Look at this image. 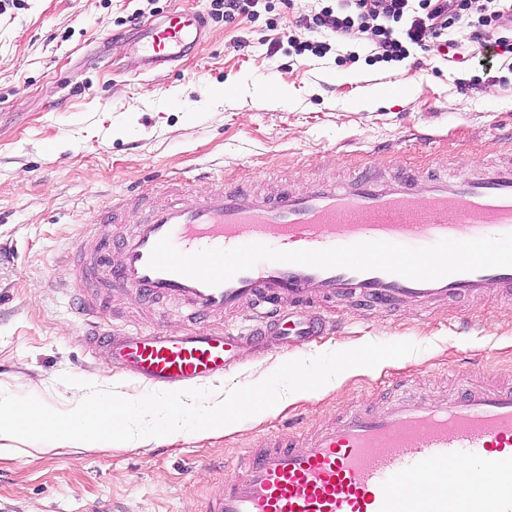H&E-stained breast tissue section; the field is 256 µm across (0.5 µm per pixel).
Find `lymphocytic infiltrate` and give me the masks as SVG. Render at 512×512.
Here are the masks:
<instances>
[{"instance_id":"lymphocytic-infiltrate-1","label":"lymphocytic infiltrate","mask_w":512,"mask_h":512,"mask_svg":"<svg viewBox=\"0 0 512 512\" xmlns=\"http://www.w3.org/2000/svg\"><path fill=\"white\" fill-rule=\"evenodd\" d=\"M293 9L286 41H273L271 52L289 46L296 56L322 58L333 47L344 48L342 62H357L362 36L372 35L378 62H401L412 49L440 50L457 27L469 30L470 42L482 48H503L512 53V0H325L318 9L299 11L294 0H283ZM324 29L323 39L307 34Z\"/></svg>"}]
</instances>
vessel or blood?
Returning a JSON list of instances; mask_svg holds the SVG:
<instances>
[{
    "label": "vessel or blood",
    "mask_w": 512,
    "mask_h": 512,
    "mask_svg": "<svg viewBox=\"0 0 512 512\" xmlns=\"http://www.w3.org/2000/svg\"><path fill=\"white\" fill-rule=\"evenodd\" d=\"M137 50L145 70L163 73L205 37L200 15L173 10L141 23ZM161 199L115 198L74 244L60 271L78 293L86 325L79 341L95 356L159 389L223 377L236 349L281 345L323 335L339 299L378 310L402 302L512 296V268H488L434 281L381 271L354 272L263 261L209 286L150 269L155 243L170 237L182 252L262 243L277 250H319L386 241L426 247L512 233V153L478 175L419 178L403 167L375 170L345 184L311 182L253 197L216 182L186 200L187 182L166 180ZM147 206V221L124 233L126 216ZM175 299L200 320L248 311V332L161 329L125 332L103 326L98 311L113 293ZM492 485H485L482 470ZM203 512H512V387L471 386L447 399L402 400L345 411L313 431L282 432L236 456Z\"/></svg>",
    "instance_id": "b4317fda"
}]
</instances>
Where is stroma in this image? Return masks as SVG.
Masks as SVG:
<instances>
[{
    "mask_svg": "<svg viewBox=\"0 0 512 512\" xmlns=\"http://www.w3.org/2000/svg\"><path fill=\"white\" fill-rule=\"evenodd\" d=\"M255 21L209 22L208 40L177 71L141 75L130 15L178 8L208 15L210 0H0V392L67 410L83 389L62 375L137 399L150 387L85 352L60 275L114 195L162 178L211 173L270 194L398 163L456 174L512 145V55L492 69L471 59L466 32L452 60L416 52L376 63L366 43L342 64L269 54V23L289 25L279 0ZM248 47H239V39ZM468 88H460V80ZM339 332L301 347L243 345L224 387L259 382L286 361L409 341L417 352L382 370L355 368L314 398L258 414L232 433L180 431L150 442L0 457V506L21 512H201L236 453L286 429L308 432L335 414L404 396L439 399L470 385L512 383V299H461L376 312L337 304ZM101 323L159 322L182 332L190 310L170 299L116 294Z\"/></svg>",
    "mask_w": 512,
    "mask_h": 512,
    "instance_id": "stroma-1",
    "label": "stroma"
}]
</instances>
